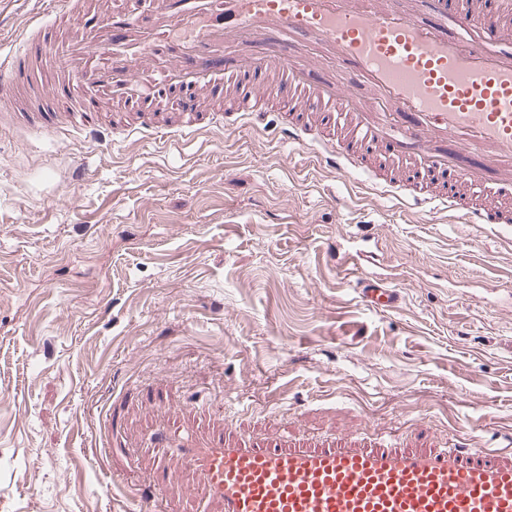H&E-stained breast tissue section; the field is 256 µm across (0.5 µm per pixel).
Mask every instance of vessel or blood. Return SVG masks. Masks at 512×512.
Here are the masks:
<instances>
[{"label":"vessel or blood","instance_id":"b4317fda","mask_svg":"<svg viewBox=\"0 0 512 512\" xmlns=\"http://www.w3.org/2000/svg\"><path fill=\"white\" fill-rule=\"evenodd\" d=\"M425 2L427 20L411 0H57L56 20L74 31L57 65L99 94L67 116L58 85L15 116L42 133L65 121L94 133L108 104L133 117L123 135L192 138L260 120L285 89L283 141L320 145V162L370 188L399 187L404 206L437 202L453 222L512 234V0ZM42 27L27 21L17 51L0 56L1 101L42 60ZM324 66L339 77L320 76ZM156 82L191 87V105L146 102ZM342 268L365 306L394 308L395 289L351 258ZM181 450L218 512H512V449L202 447L186 435ZM190 494L157 470L138 512Z\"/></svg>","mask_w":512,"mask_h":512}]
</instances>
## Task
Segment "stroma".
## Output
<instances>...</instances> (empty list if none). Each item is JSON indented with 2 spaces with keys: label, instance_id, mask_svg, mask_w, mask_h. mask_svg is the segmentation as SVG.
I'll return each mask as SVG.
<instances>
[{
  "label": "stroma",
  "instance_id": "stroma-1",
  "mask_svg": "<svg viewBox=\"0 0 512 512\" xmlns=\"http://www.w3.org/2000/svg\"><path fill=\"white\" fill-rule=\"evenodd\" d=\"M50 11L0 0V50ZM362 180L249 122L89 139L0 103V512H127L107 483L163 457L195 484L186 432L512 448V245ZM341 267L365 306L382 310L395 307L399 298L395 289L387 288L381 280L367 276L363 266L348 256L344 257Z\"/></svg>",
  "mask_w": 512,
  "mask_h": 512
}]
</instances>
